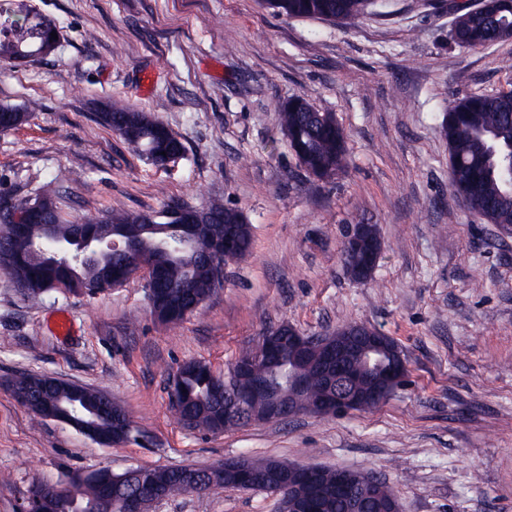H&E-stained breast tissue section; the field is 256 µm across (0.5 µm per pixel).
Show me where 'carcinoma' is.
Segmentation results:
<instances>
[{
	"mask_svg": "<svg viewBox=\"0 0 512 512\" xmlns=\"http://www.w3.org/2000/svg\"><path fill=\"white\" fill-rule=\"evenodd\" d=\"M280 15L288 17H316L352 25L373 0H267ZM495 10L482 24H474L470 9L453 6V38L461 48H490L507 40L501 29L512 26V0H494ZM56 30L54 21L19 7L0 6V63L16 65L26 62L43 47L48 32ZM40 108L33 102L28 112H12L4 106L0 112V134H6L23 124L30 113ZM101 117L136 151L156 154L155 166H168L167 158L184 153L182 142L161 122L147 113L127 107L119 100L109 101ZM280 124L288 136L298 165L316 177H329L343 166L346 156V134L331 112H317L302 97L288 98L279 109ZM448 141L449 179L453 191L487 223L503 232L512 227V184L506 167L512 162V93L475 92L453 102L442 126ZM65 193L54 182L44 183L35 195L41 202L39 218L23 224L9 222V217L27 205V202L0 203V267L10 273L21 288V293L38 300L49 290L60 286L78 294L95 295L112 287V277L119 275L123 256L110 251L93 260L73 259L68 264L52 266L46 262L42 243L50 238L65 239L75 224L66 219L58 206ZM203 214L215 226L218 237L224 235V225L237 229L235 252L224 259L233 262L246 256L252 248V232L242 215L224 206L220 199L211 200L202 208ZM87 232L97 234L110 228L122 231V237L138 246L148 261L161 274L168 287L155 299L152 313L162 323H177L184 318L190 306L205 302L215 291L213 268L202 260L210 244L205 240L183 242L182 232L168 233L171 244L160 246L148 225L139 222V215L122 209H108L100 217L82 221ZM323 349L313 346L305 351L284 346L282 356L273 363L258 360L253 348L240 356V361H255V371H245L238 377L236 388L245 393L253 381L268 373L279 376L288 369H300L309 378V394L301 404L320 398L326 388L318 374L317 365ZM38 376L17 377L12 388L17 400L26 396L36 400L40 392L35 386ZM172 403L177 418L189 426H203L219 433L235 427L224 422V401L230 391L221 385V378L198 361L184 363L175 376ZM100 391L86 388L57 389L49 395L60 418L92 420L100 443L120 444L132 436V430L112 427V421L101 416L91 417L98 407ZM244 488L234 472H222L209 479L208 488ZM159 489L167 495L185 492L177 472L172 468H142L136 479L135 490L149 495ZM106 491L115 494L112 512H123L121 498L125 489L115 490L113 474L96 470L90 473L67 472L56 483H32L27 505L32 512H93L92 505ZM317 512H350V504L333 495H324Z\"/></svg>",
	"mask_w": 512,
	"mask_h": 512,
	"instance_id": "obj_1",
	"label": "carcinoma"
}]
</instances>
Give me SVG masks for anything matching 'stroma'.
Instances as JSON below:
<instances>
[{
	"label": "stroma",
	"mask_w": 512,
	"mask_h": 512,
	"mask_svg": "<svg viewBox=\"0 0 512 512\" xmlns=\"http://www.w3.org/2000/svg\"><path fill=\"white\" fill-rule=\"evenodd\" d=\"M55 21L47 59L0 67V104L41 108L0 135V202L62 184L71 219L108 208L152 212L213 198L253 226L251 253L176 324L150 312L147 270L88 297L59 288L30 301L0 268V512H21L35 479L73 469L209 466L277 458L371 473L401 512H512V234L452 191L445 109L512 90V39L452 40L451 0H376L352 26L289 18L261 0H25ZM94 41H86L87 32ZM292 96L331 112L344 167L319 179L296 164L278 110ZM150 113L183 143L158 169L98 118L110 99ZM376 225L381 252L362 284L342 253L351 225ZM60 313L70 336L50 327ZM365 324L391 337L408 372L373 410L301 414L223 433L181 424V365L224 376L271 329L323 336ZM105 391L136 440L98 444L35 415L19 374ZM152 512H279L259 490L184 492Z\"/></svg>",
	"instance_id": "obj_1"
}]
</instances>
